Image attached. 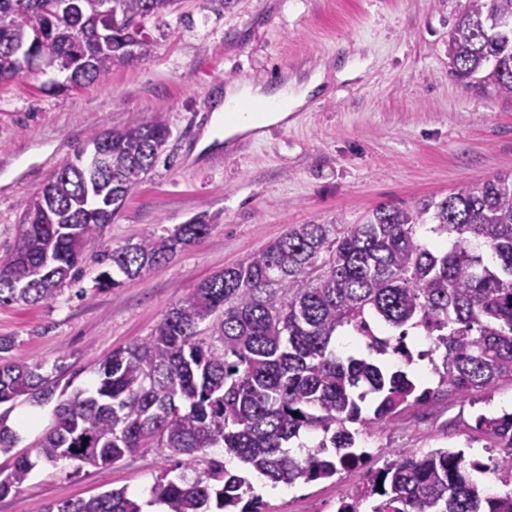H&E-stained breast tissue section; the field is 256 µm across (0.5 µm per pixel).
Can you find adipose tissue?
<instances>
[{
  "label": "adipose tissue",
  "mask_w": 512,
  "mask_h": 512,
  "mask_svg": "<svg viewBox=\"0 0 512 512\" xmlns=\"http://www.w3.org/2000/svg\"><path fill=\"white\" fill-rule=\"evenodd\" d=\"M324 82L323 70H316L306 81L290 80L281 87L268 88L251 83L227 86L224 92L225 105L253 102L252 110L233 115L217 116L216 121L224 128L225 138H233L255 130L286 121L291 112L304 107L311 93Z\"/></svg>",
  "instance_id": "ef3b65f1"
}]
</instances>
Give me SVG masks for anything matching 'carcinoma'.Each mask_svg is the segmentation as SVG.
<instances>
[{
    "label": "carcinoma",
    "instance_id": "1",
    "mask_svg": "<svg viewBox=\"0 0 512 512\" xmlns=\"http://www.w3.org/2000/svg\"><path fill=\"white\" fill-rule=\"evenodd\" d=\"M181 0H0V80L20 76L23 52L70 54L66 33L81 17L112 8V51L88 56L76 80L90 84L135 60L154 43L145 23ZM450 72L466 86L512 97V0H466L448 35ZM170 129L160 115L110 131L91 130L40 190L55 207L26 206L19 240L0 264V306L55 298L78 279L87 248L106 266L101 289L121 288L164 266L206 237L200 216L168 235L144 234L112 246L104 230L144 182ZM103 150L109 171L99 183L81 166L87 147ZM354 332L365 349L341 341ZM431 342L434 389L405 366L410 333ZM0 336V454L20 441L6 423L17 401L58 400L37 458L104 467L139 448H159L176 467L198 471L150 488L165 512H264V503L211 448L273 484L334 477L357 453V438L398 427L416 405L442 395L465 401L512 384V174L496 176L414 207L378 205L362 224H298L244 261L200 283L169 307L145 338L112 351L89 391L70 390L62 370L43 373L10 356ZM392 353L402 364L390 366ZM371 399V410L363 404ZM476 428L494 441L503 490H478L482 466L439 448L388 451L349 512H512V411L481 414ZM35 466L15 458L0 472V498L19 489ZM35 512H142L124 489L39 506Z\"/></svg>",
    "mask_w": 512,
    "mask_h": 512
}]
</instances>
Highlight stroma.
<instances>
[{
	"label": "stroma",
	"instance_id": "1",
	"mask_svg": "<svg viewBox=\"0 0 512 512\" xmlns=\"http://www.w3.org/2000/svg\"><path fill=\"white\" fill-rule=\"evenodd\" d=\"M465 0H183L151 18L152 57L76 89H50L31 73L0 83V261L14 247L24 207L72 161L91 130L161 113L171 135L148 179L105 231L112 245L208 214L204 239L160 269L115 290L97 288V264L52 300L0 306V336L15 358L62 365L92 388L112 349L148 336L162 314L199 283L245 260L297 224H360L381 204L403 207L512 173V98L466 88L448 71V32ZM324 69V90L287 122L232 146H202L214 106L233 83L270 85ZM512 408V385L463 402L441 399L376 428L369 467L278 485L268 512H336L345 490L365 483L394 448L481 454L480 413ZM175 464L142 448L104 467L38 462L0 512L125 489L147 502Z\"/></svg>",
	"mask_w": 512,
	"mask_h": 512
}]
</instances>
